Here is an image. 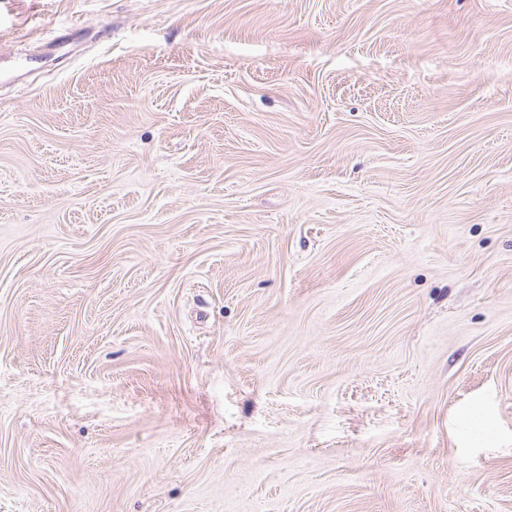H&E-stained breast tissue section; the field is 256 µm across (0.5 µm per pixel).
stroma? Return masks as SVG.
Segmentation results:
<instances>
[{
	"label": "stroma",
	"instance_id": "obj_1",
	"mask_svg": "<svg viewBox=\"0 0 512 512\" xmlns=\"http://www.w3.org/2000/svg\"><path fill=\"white\" fill-rule=\"evenodd\" d=\"M0 512H512V0H0Z\"/></svg>",
	"mask_w": 512,
	"mask_h": 512
}]
</instances>
